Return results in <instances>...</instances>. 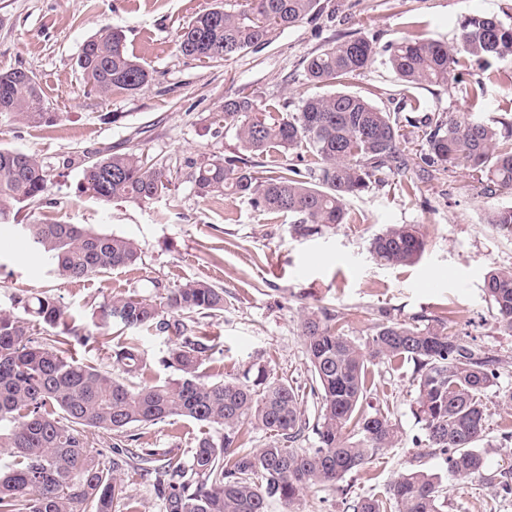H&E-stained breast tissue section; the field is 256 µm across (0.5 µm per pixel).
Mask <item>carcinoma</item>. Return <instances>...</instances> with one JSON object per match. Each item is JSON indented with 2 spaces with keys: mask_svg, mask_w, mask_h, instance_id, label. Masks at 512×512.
Segmentation results:
<instances>
[{
  "mask_svg": "<svg viewBox=\"0 0 512 512\" xmlns=\"http://www.w3.org/2000/svg\"><path fill=\"white\" fill-rule=\"evenodd\" d=\"M319 0H234L216 6L182 29L179 48L194 61H227L265 45L273 35L307 19ZM376 44L359 32L336 39L306 60L307 80L319 86L343 85L370 66ZM470 59L512 61V25L495 16H473L459 27L448 46L412 32L392 44L388 64L412 87L443 85L448 72L463 70ZM85 86L107 98L136 91L151 74L129 52L124 30L112 27L83 44L77 59ZM485 83L466 88L470 111L429 120L421 160L444 170L463 168L480 175L484 190L512 187V122L502 129L478 121L471 109L483 105ZM0 118L36 125L52 119L34 77L22 69L0 71ZM224 122L234 126L242 148L254 155L304 152L314 167L304 170L285 161L261 177L247 160L207 158L191 173L197 196L247 197L264 211L287 214L296 224H345L348 202L381 181L386 172L406 167L409 139L391 113L367 98L332 91L302 99L294 112L273 100L242 89L224 101ZM175 185L167 169L142 152L106 153L85 162L81 188L111 202H148ZM48 189L46 170L30 153L0 149V221L16 207L41 200ZM485 223L512 232V207L491 209ZM21 231L46 253L59 275L81 279L133 264L136 244L126 238L91 233L77 224H23ZM385 264L414 262L424 250L418 228L393 224L370 242ZM485 293L504 329L512 331V269L485 278ZM28 318L0 311V454L12 463L0 470V512H112L124 501L125 512H140L124 496V474L154 475L152 487L163 512H266L268 500H300L311 485L332 486L369 463L381 450L399 443L391 418L364 405L371 392L368 364L385 359L414 364L416 415L427 447L447 456L448 472L465 479L479 472L484 459L477 444L485 433L484 396L497 386L496 360L466 337L452 331L453 319L416 324L388 320L374 326L358 344L325 312L308 311L301 335L318 388V415L309 424L304 396L286 377L254 381L237 378L201 380L208 345L188 336L192 315L224 310V290L204 281L173 288L161 300L115 294L106 317L128 329L155 327L174 331L177 342L164 363L179 376L164 384L129 378L144 375L147 362L136 338L117 344L113 359L119 373L73 360L70 337L31 338L36 324H66L67 312L45 293L23 301ZM182 417L216 427L201 438L190 459L171 451L124 448L107 466L89 448V429L123 434L134 424H157ZM273 433L274 444L250 449L242 427ZM314 448H295L308 428ZM160 465H155V462ZM442 479L423 470L403 473L389 486L388 498L361 496L347 502L350 512H442Z\"/></svg>",
  "mask_w": 512,
  "mask_h": 512,
  "instance_id": "cac0c4a2",
  "label": "carcinoma"
}]
</instances>
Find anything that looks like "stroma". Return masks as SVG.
<instances>
[{
  "mask_svg": "<svg viewBox=\"0 0 512 512\" xmlns=\"http://www.w3.org/2000/svg\"><path fill=\"white\" fill-rule=\"evenodd\" d=\"M216 0H0V70L34 74L53 117L27 125L0 119V147L38 155L48 174L42 201L22 208L13 222L0 223V310L23 316L21 298L45 292L68 313L72 354L80 362L113 369L112 349L129 329L104 319L112 295L133 293L159 299L163 289L204 280L224 291V310L194 315L197 335L210 350L201 369L205 381L255 377L288 378L304 394L306 419L318 398L300 332L304 311H325L347 336L364 342L381 318L424 323L454 315L457 328L499 360L498 386L485 395L486 431L478 449L480 474L457 479L444 455L415 446L423 431L415 417L414 366L376 361L369 371L371 399L396 424L400 442L383 449L338 487L308 488L291 506L268 503V512H346L344 498L384 497L402 473L424 470L441 476L447 490L443 512H512V491L500 485L512 470V413L498 405V392L512 388V333L501 326L484 292L493 269L512 268V234L486 224L494 207H511L512 190L488 196L468 171L427 167L415 145L427 119L466 111V87L486 85L478 113L497 127L512 119V86L497 81L507 62L470 65L467 78L449 72L439 86L406 87L387 63V48L412 31L453 44L460 23L495 15L512 24V0H320L322 10L270 43L220 64L182 55L178 35ZM106 27L124 30L127 47L152 73L140 90L107 98L85 87L77 57L83 43ZM362 32L373 39L375 62L352 80L350 92L366 96L391 113L414 142L407 167L387 173L349 203L345 224L307 231L287 215L256 209L234 195L202 198L190 179L191 165L205 157L248 158L257 170L274 167L270 156L247 155L221 107L239 90L277 98L296 109L317 94L304 76V61L337 38ZM120 122H113V115ZM112 148L141 151L176 174V186L149 202L105 203L81 189L87 156ZM414 182V192L403 189ZM79 224L86 230L128 237L138 245L130 266L71 280L54 273L42 254L20 248L19 225ZM392 224H413L425 242L410 265L378 263L372 236ZM98 333L99 341L85 337ZM150 369L147 381L162 384L178 373L162 362L176 336L153 328L134 333ZM212 428L175 417L128 428L135 447L191 456Z\"/></svg>",
  "mask_w": 512,
  "mask_h": 512,
  "instance_id": "obj_1",
  "label": "stroma"
}]
</instances>
